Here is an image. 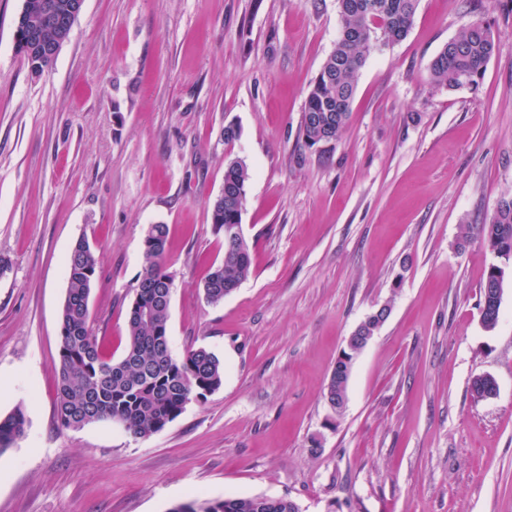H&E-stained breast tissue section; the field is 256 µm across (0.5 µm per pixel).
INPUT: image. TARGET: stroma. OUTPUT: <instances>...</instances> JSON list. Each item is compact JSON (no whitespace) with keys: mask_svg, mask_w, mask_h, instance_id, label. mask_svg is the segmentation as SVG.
<instances>
[{"mask_svg":"<svg viewBox=\"0 0 512 512\" xmlns=\"http://www.w3.org/2000/svg\"><path fill=\"white\" fill-rule=\"evenodd\" d=\"M23 0H0V512H171L227 496L300 512H512V274L485 327L498 257L467 225L512 195V8L420 0L401 42L357 78L341 137H299L340 29L337 0H85L54 65L14 48ZM497 48L478 89L434 87L429 65L471 19ZM239 138L224 142V127ZM250 172L252 272L217 305L224 256L208 219L224 163ZM153 224L169 227L174 356L207 347L224 382L135 438L56 417L66 260L97 248L90 327L106 355ZM390 314L355 358L342 416L322 395L355 328ZM497 392L480 399L476 377ZM494 279L490 269L481 286V319L485 327H494L499 319L500 303H497L489 287V281ZM26 425L27 418L20 407L4 417L0 416V453L10 448L25 434Z\"/></svg>","mask_w":512,"mask_h":512,"instance_id":"1","label":"stroma"}]
</instances>
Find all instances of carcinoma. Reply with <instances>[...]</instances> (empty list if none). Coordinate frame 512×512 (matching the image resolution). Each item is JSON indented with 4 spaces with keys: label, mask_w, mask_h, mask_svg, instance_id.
I'll return each instance as SVG.
<instances>
[{
    "label": "carcinoma",
    "mask_w": 512,
    "mask_h": 512,
    "mask_svg": "<svg viewBox=\"0 0 512 512\" xmlns=\"http://www.w3.org/2000/svg\"><path fill=\"white\" fill-rule=\"evenodd\" d=\"M340 35L310 89L301 124L303 146L312 149L335 141L348 123L359 69L371 50L383 41H398L410 32L419 0H338ZM62 37L52 25L37 31L21 29L17 53L37 77L48 69V53ZM496 50L490 26L475 19L462 27L433 58L429 67L437 87L478 88ZM250 175L246 163L233 159L224 166V198L213 201L210 219L217 234L241 225ZM478 234L493 251L512 254V195L501 198ZM168 227L153 224L144 240L145 266L128 318V339L117 359L103 356L90 326L89 298L97 272L93 246L78 240L67 260V291L61 310L58 349L57 420L67 429L98 421L120 424L136 438L148 437L177 419L192 400L218 390L224 363L205 347L190 348L180 358L172 354L167 321L170 303L166 285ZM252 270L251 249L244 236L224 238V259L203 284L207 303L217 305L232 294ZM487 273L481 286V319L494 327L500 304L489 287ZM353 354H346L332 373L323 393L326 404L347 399ZM27 418L21 408L0 416V453L25 434ZM204 512H299L286 498L234 497L210 503Z\"/></svg>",
    "instance_id": "1"
}]
</instances>
